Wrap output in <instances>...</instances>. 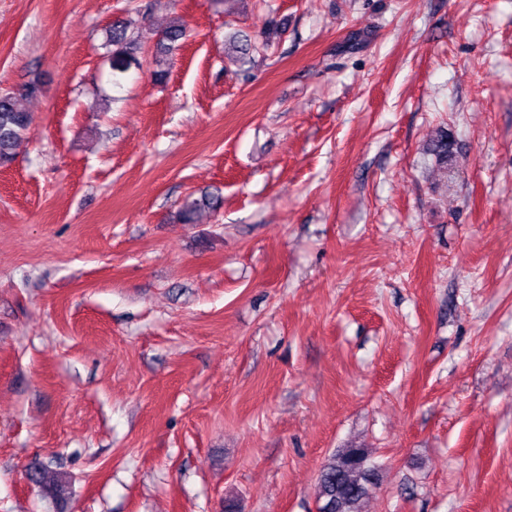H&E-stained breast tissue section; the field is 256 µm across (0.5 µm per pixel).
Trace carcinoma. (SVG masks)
<instances>
[{
	"mask_svg": "<svg viewBox=\"0 0 512 512\" xmlns=\"http://www.w3.org/2000/svg\"><path fill=\"white\" fill-rule=\"evenodd\" d=\"M287 33L283 23L268 17L260 31L264 41L282 38ZM187 37V25L177 16L160 32L156 43L155 68L151 78L157 83L168 79L166 56L182 46ZM140 32L132 28L131 21L115 19L105 29V46L109 47L108 61L115 72L128 70L132 60L130 49L138 43ZM256 42L247 34H237L229 42V51L235 61L246 63L256 51ZM43 92L39 78L22 83L11 91L0 93V166H8L14 159L18 142L32 124L31 113L21 108V101L38 97ZM431 154L439 168L448 170V130L440 129L434 140ZM223 200L218 195L204 193L198 198L185 199L179 210V220L184 224H196L204 212H215ZM28 479L44 488L52 498L59 500L66 490V479L58 473H50L37 466L27 473ZM379 470L372 463L366 448H340L321 466L318 475V512H364L365 503L378 485Z\"/></svg>",
	"mask_w": 512,
	"mask_h": 512,
	"instance_id": "1",
	"label": "carcinoma"
}]
</instances>
